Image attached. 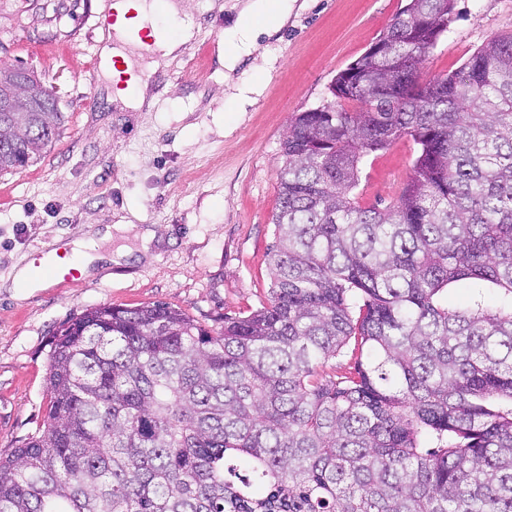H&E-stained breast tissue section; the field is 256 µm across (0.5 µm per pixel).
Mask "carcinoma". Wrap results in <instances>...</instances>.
<instances>
[{"label": "carcinoma", "instance_id": "obj_1", "mask_svg": "<svg viewBox=\"0 0 512 512\" xmlns=\"http://www.w3.org/2000/svg\"><path fill=\"white\" fill-rule=\"evenodd\" d=\"M454 2L407 0L336 101L289 120L266 306L218 331L165 303L59 327L0 512H512V32L422 78ZM20 80L32 111L0 112V173L63 120L0 63V95ZM403 138L411 179L361 206L365 159ZM351 342L354 372L321 375Z\"/></svg>", "mask_w": 512, "mask_h": 512}]
</instances>
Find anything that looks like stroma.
Segmentation results:
<instances>
[{"mask_svg":"<svg viewBox=\"0 0 512 512\" xmlns=\"http://www.w3.org/2000/svg\"><path fill=\"white\" fill-rule=\"evenodd\" d=\"M244 2L188 0L184 15L155 16L168 37L186 28L191 36L153 73L147 54L125 47L153 98L135 112L113 101L101 66V0H0V62L33 71L64 116L41 160L0 174L1 456L42 425L49 344L73 315L161 302L217 330L267 304L288 121L331 101L336 75L379 39L403 0H288L287 19H256L252 48L228 68ZM510 31L512 0H455L424 77L458 72ZM414 157L406 139L368 157L361 205L394 201ZM92 226L113 229L92 273L15 292L14 273L33 251L72 246ZM120 248L122 263L106 262Z\"/></svg>","mask_w":512,"mask_h":512,"instance_id":"stroma-1","label":"stroma"}]
</instances>
